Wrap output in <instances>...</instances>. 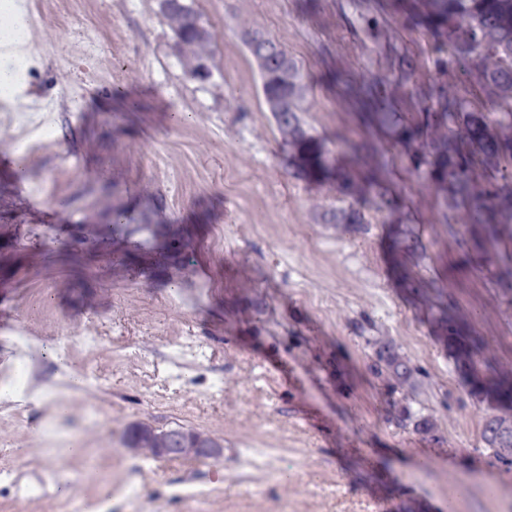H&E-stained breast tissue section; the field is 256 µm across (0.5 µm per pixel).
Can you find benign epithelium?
<instances>
[{"mask_svg": "<svg viewBox=\"0 0 512 512\" xmlns=\"http://www.w3.org/2000/svg\"><path fill=\"white\" fill-rule=\"evenodd\" d=\"M244 43L248 50L259 57L263 66L271 59L286 63L279 49L265 37L247 36ZM126 443L136 453L158 457H193L213 462L224 458L223 442L206 433L182 427L170 428L159 434L145 425H136L129 428Z\"/></svg>", "mask_w": 512, "mask_h": 512, "instance_id": "7a95c632", "label": "benign epithelium"}]
</instances>
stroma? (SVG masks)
<instances>
[{"label":"stroma","instance_id":"obj_1","mask_svg":"<svg viewBox=\"0 0 512 512\" xmlns=\"http://www.w3.org/2000/svg\"><path fill=\"white\" fill-rule=\"evenodd\" d=\"M26 2L22 99L0 102V153L31 150L26 175L0 167V376L25 337L69 410L0 403V512H61L62 489L97 498L107 485L104 512H512V462L487 449L490 412L432 328L440 294L512 375V290L494 276L512 242L472 252L424 168L347 95L377 83L408 120L426 106L421 86L451 81L500 119L438 67L450 54L429 31L390 0H187L216 48L201 81L185 75L159 0ZM246 26L302 68L298 117L330 165L384 154L396 209L295 175ZM395 51L417 57L414 76L392 68ZM351 208L363 223L340 221ZM119 212L128 228L182 233V258L131 252L112 229ZM399 224L423 244L409 265L418 302L390 258ZM79 336L93 349L68 347ZM380 340L416 368L412 384L375 372ZM135 424L209 433L224 458L133 453Z\"/></svg>","mask_w":512,"mask_h":512}]
</instances>
